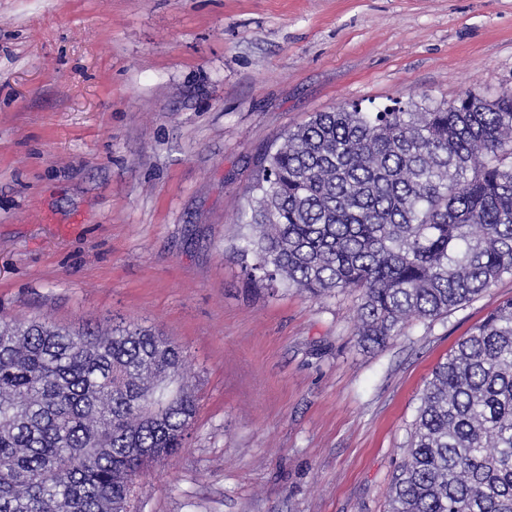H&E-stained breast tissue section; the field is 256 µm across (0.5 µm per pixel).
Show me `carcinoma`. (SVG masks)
Wrapping results in <instances>:
<instances>
[{"instance_id": "1", "label": "carcinoma", "mask_w": 512, "mask_h": 512, "mask_svg": "<svg viewBox=\"0 0 512 512\" xmlns=\"http://www.w3.org/2000/svg\"><path fill=\"white\" fill-rule=\"evenodd\" d=\"M242 223L252 282L358 292L381 347L512 277V95L317 112L262 158ZM183 351L136 325L0 322V512H134L137 477L184 447ZM389 512H512V300L420 397Z\"/></svg>"}]
</instances>
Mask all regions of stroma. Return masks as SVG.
<instances>
[{
	"label": "stroma",
	"mask_w": 512,
	"mask_h": 512,
	"mask_svg": "<svg viewBox=\"0 0 512 512\" xmlns=\"http://www.w3.org/2000/svg\"><path fill=\"white\" fill-rule=\"evenodd\" d=\"M512 93V0H0V320L182 348L198 410L139 512H387L435 365L506 278L385 346L356 295H269L235 250L314 113Z\"/></svg>",
	"instance_id": "1"
}]
</instances>
